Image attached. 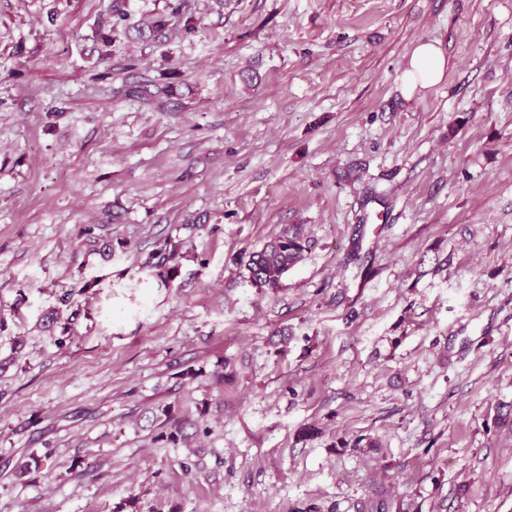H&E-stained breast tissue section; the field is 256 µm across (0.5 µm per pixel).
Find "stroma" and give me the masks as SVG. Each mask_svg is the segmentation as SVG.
<instances>
[{
  "label": "stroma",
  "mask_w": 512,
  "mask_h": 512,
  "mask_svg": "<svg viewBox=\"0 0 512 512\" xmlns=\"http://www.w3.org/2000/svg\"><path fill=\"white\" fill-rule=\"evenodd\" d=\"M181 3L0 0V512H512V0ZM445 64L443 51L436 43L418 44L412 53L411 69L404 70L401 76L405 94H412L419 85L426 88L440 83ZM304 243L298 232L285 230L252 255L248 263L251 279L259 286L278 285L283 275L301 261L306 249ZM54 451L45 449L42 454L31 453L26 457H22L16 461L12 468L13 475L19 482H25L33 472H38L42 468H50L53 462Z\"/></svg>",
  "instance_id": "1"
}]
</instances>
